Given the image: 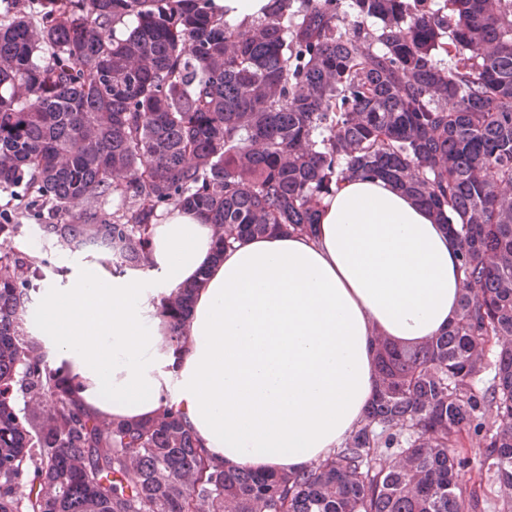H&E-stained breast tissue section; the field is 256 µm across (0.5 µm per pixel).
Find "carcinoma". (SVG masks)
Returning a JSON list of instances; mask_svg holds the SVG:
<instances>
[{
	"instance_id": "1",
	"label": "carcinoma",
	"mask_w": 512,
	"mask_h": 512,
	"mask_svg": "<svg viewBox=\"0 0 512 512\" xmlns=\"http://www.w3.org/2000/svg\"><path fill=\"white\" fill-rule=\"evenodd\" d=\"M366 176L452 232L458 313L418 345L377 337L362 425L291 475L226 469L173 410L80 409L24 330L47 261L1 254L0 512H487L491 494L512 512V0H271L237 27L211 0L1 13L0 188L25 186L39 217L84 204L41 228L115 274L152 267L165 209L201 215L221 254L310 232L321 199ZM114 195V212L95 206ZM194 290L161 305L177 342ZM464 431L486 488L459 479Z\"/></svg>"
}]
</instances>
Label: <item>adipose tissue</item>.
I'll list each match as a JSON object with an SVG mask.
<instances>
[{
  "instance_id": "ef3b65f1",
  "label": "adipose tissue",
  "mask_w": 512,
  "mask_h": 512,
  "mask_svg": "<svg viewBox=\"0 0 512 512\" xmlns=\"http://www.w3.org/2000/svg\"><path fill=\"white\" fill-rule=\"evenodd\" d=\"M150 234L149 271L65 264L25 328L86 412L141 423L179 408L229 468L296 472L326 459L374 393L376 337L413 346L458 311L453 237L382 178L333 188L311 232L250 237L219 257L194 211L165 213ZM186 284L196 290L176 347L160 307Z\"/></svg>"
}]
</instances>
